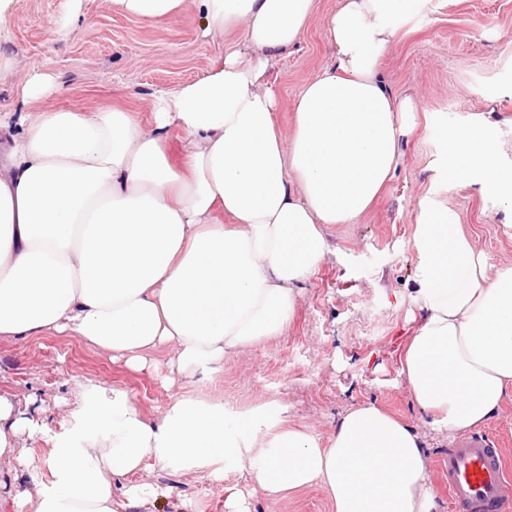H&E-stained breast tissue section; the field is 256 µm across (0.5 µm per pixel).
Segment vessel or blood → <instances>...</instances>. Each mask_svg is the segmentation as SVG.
Listing matches in <instances>:
<instances>
[{"instance_id":"1","label":"vessel or blood","mask_w":512,"mask_h":512,"mask_svg":"<svg viewBox=\"0 0 512 512\" xmlns=\"http://www.w3.org/2000/svg\"><path fill=\"white\" fill-rule=\"evenodd\" d=\"M444 483L461 512H506L505 490L512 484L500 453L488 436L457 441L443 463Z\"/></svg>"}]
</instances>
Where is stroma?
<instances>
[{"label": "stroma", "instance_id": "stroma-1", "mask_svg": "<svg viewBox=\"0 0 512 512\" xmlns=\"http://www.w3.org/2000/svg\"><path fill=\"white\" fill-rule=\"evenodd\" d=\"M336 0H315L299 43L268 72L282 107L276 122L290 129L291 100L329 63L326 18ZM194 8L152 24L119 14L112 0H0V110L37 112L108 105L134 113L152 128V95L207 75L224 54L223 36L203 33ZM381 71L413 97L404 121L402 158L373 208L350 224H330V251L304 281L295 314L281 336L227 356L209 380L134 372L111 354L72 336L48 333L0 339V394L25 408L37 429L26 439L30 463L16 469L29 491L49 478L53 437L71 431L76 395L90 386L129 391L143 416L162 418L171 396L192 391L237 401L246 412L272 400L287 406L289 425L327 438L340 414L374 403L418 425L428 462L444 461L447 430L421 413L403 390L396 343L413 329L416 255L410 244L420 202L430 196L457 211L464 231L489 265L512 262V228L504 206L448 164L443 129L465 127L484 115L494 124L499 163L512 171V0H429L406 17ZM38 75L55 84L36 100L23 88ZM152 512H225L228 489L241 490L251 512H330L321 488L273 503L258 485L237 476L209 482L190 474L154 470Z\"/></svg>", "mask_w": 512, "mask_h": 512}]
</instances>
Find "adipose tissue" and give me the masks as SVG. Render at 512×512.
<instances>
[{"mask_svg":"<svg viewBox=\"0 0 512 512\" xmlns=\"http://www.w3.org/2000/svg\"><path fill=\"white\" fill-rule=\"evenodd\" d=\"M429 0H337L330 63L275 122L267 79L315 0H112L148 23L193 6L205 34L233 30L208 74L154 96L153 131L105 107L0 113V336L86 341L139 371L169 348L170 371L216 373L225 357L280 335L299 286L324 261L328 224L368 212L400 159L411 96L379 72L408 14ZM182 133L174 167L165 134ZM452 168L478 175L512 212V174L480 128H452ZM419 327L400 373L412 401L457 438L492 420L512 389V265L488 277L456 211L424 199L413 228ZM270 402L247 413L192 395L148 422L120 387L84 388L73 431L37 493L0 478V505L33 512H144L148 469L248 476L274 502L321 487L331 512H440L417 427L373 403L324 439ZM30 422L0 394V460L25 462ZM128 481L117 492L116 480Z\"/></svg>","mask_w":512,"mask_h":512,"instance_id":"adipose-tissue-1","label":"adipose tissue"}]
</instances>
